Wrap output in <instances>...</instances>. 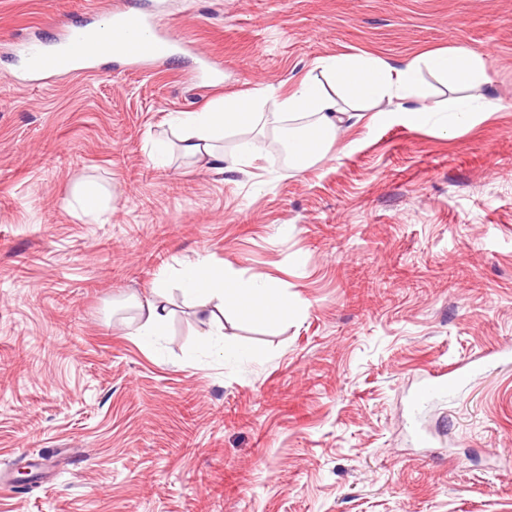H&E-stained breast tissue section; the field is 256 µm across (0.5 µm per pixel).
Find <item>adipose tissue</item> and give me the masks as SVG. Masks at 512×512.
I'll list each match as a JSON object with an SVG mask.
<instances>
[{
	"label": "adipose tissue",
	"instance_id": "obj_1",
	"mask_svg": "<svg viewBox=\"0 0 512 512\" xmlns=\"http://www.w3.org/2000/svg\"><path fill=\"white\" fill-rule=\"evenodd\" d=\"M487 82L485 60L465 46L426 53L397 66L370 55L326 56L314 62L290 94L259 89L247 97L227 96L193 112L174 113L170 125L185 156L206 159L210 168L221 172L237 169L243 159L239 153L224 154L221 145L229 133H249L259 124H275L286 116L310 117L314 120L312 138L298 131L288 134L289 162L302 169L322 156L326 143L358 112L384 101L389 107L381 109L380 119L397 114L413 129L432 121L443 130L455 129L476 113L492 110L490 101L474 94ZM436 83L451 91L452 99L431 101ZM174 287L191 303L200 324L207 326L208 344L228 359H247L251 353L225 338L215 325L217 312L254 316L271 327L292 312L287 294L267 276L233 275L204 258L185 265ZM168 289L160 286L152 297L136 303L134 334L147 346H157L167 334L171 318Z\"/></svg>",
	"mask_w": 512,
	"mask_h": 512
}]
</instances>
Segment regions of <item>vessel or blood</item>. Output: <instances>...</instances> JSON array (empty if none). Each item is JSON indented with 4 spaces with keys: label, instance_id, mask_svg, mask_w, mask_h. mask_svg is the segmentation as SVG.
Here are the masks:
<instances>
[{
    "label": "vessel or blood",
    "instance_id": "vessel-or-blood-1",
    "mask_svg": "<svg viewBox=\"0 0 512 512\" xmlns=\"http://www.w3.org/2000/svg\"><path fill=\"white\" fill-rule=\"evenodd\" d=\"M19 50L26 72L38 84L92 73L105 58L131 69H147L193 54L199 82H219L224 72L221 60L197 54L190 37L163 26L157 11L117 4L107 12L104 24L88 16L50 40L21 43Z\"/></svg>",
    "mask_w": 512,
    "mask_h": 512
}]
</instances>
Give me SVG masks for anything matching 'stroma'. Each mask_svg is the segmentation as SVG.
<instances>
[{
  "instance_id": "1",
  "label": "stroma",
  "mask_w": 512,
  "mask_h": 512,
  "mask_svg": "<svg viewBox=\"0 0 512 512\" xmlns=\"http://www.w3.org/2000/svg\"><path fill=\"white\" fill-rule=\"evenodd\" d=\"M109 2L0 0V512H512V0H167L222 86L191 56L13 81L16 42ZM458 45L494 111L451 132L367 111L304 170L269 126L239 171L149 156L170 113L287 93L318 58ZM88 180L97 221L70 206ZM201 257L295 307L224 317L251 359L176 291L161 347L133 334L134 300Z\"/></svg>"
}]
</instances>
